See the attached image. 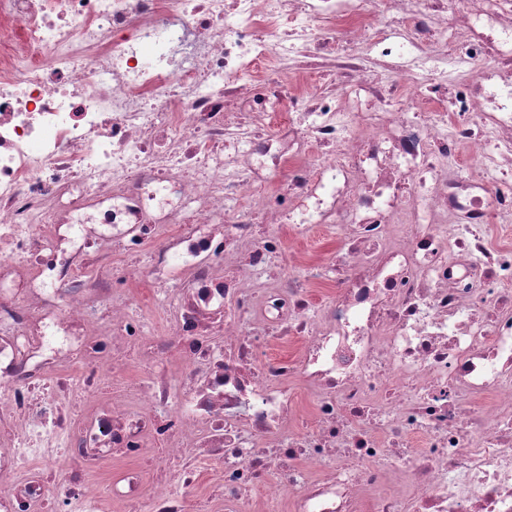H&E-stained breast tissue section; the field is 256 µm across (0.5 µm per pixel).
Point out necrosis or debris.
I'll return each instance as SVG.
<instances>
[{
	"instance_id": "necrosis-or-debris-1",
	"label": "necrosis or debris",
	"mask_w": 512,
	"mask_h": 512,
	"mask_svg": "<svg viewBox=\"0 0 512 512\" xmlns=\"http://www.w3.org/2000/svg\"><path fill=\"white\" fill-rule=\"evenodd\" d=\"M220 506L512 512V0H0V512Z\"/></svg>"
}]
</instances>
